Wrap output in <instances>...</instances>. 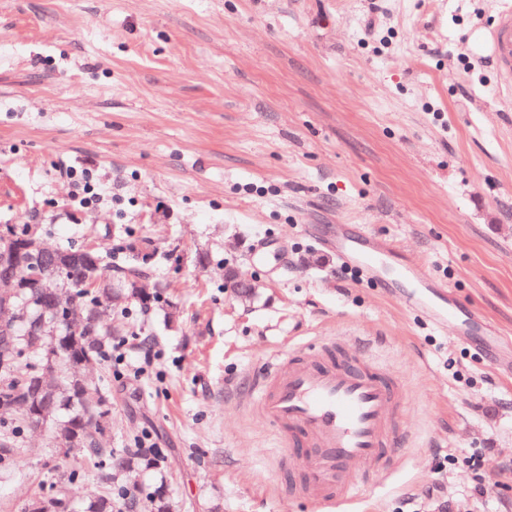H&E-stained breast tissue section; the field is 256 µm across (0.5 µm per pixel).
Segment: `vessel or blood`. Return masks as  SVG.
Listing matches in <instances>:
<instances>
[{
	"mask_svg": "<svg viewBox=\"0 0 512 512\" xmlns=\"http://www.w3.org/2000/svg\"><path fill=\"white\" fill-rule=\"evenodd\" d=\"M482 54L512 85V11L502 12L486 33ZM340 257L375 277L381 266L397 267L412 281L408 308L438 327L455 323L459 339L477 335L495 368L512 375V339L463 302L448 284L416 272L389 240L361 230L342 238ZM406 379L384 370L365 353L346 351L337 337L278 355L244 394L279 440L284 455L303 471L294 494L315 512H337L359 499L371 480L389 470L407 437L399 425Z\"/></svg>",
	"mask_w": 512,
	"mask_h": 512,
	"instance_id": "vessel-or-blood-1",
	"label": "vessel or blood"
}]
</instances>
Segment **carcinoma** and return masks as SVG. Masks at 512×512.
<instances>
[{
	"label": "carcinoma",
	"instance_id": "carcinoma-1",
	"mask_svg": "<svg viewBox=\"0 0 512 512\" xmlns=\"http://www.w3.org/2000/svg\"><path fill=\"white\" fill-rule=\"evenodd\" d=\"M1 234L15 242H24L31 237L45 238L49 228L46 224H1ZM54 250L60 263L59 291L69 296L74 309L85 316L93 315L95 322L85 325L75 340L68 336V328L64 327L61 335L44 336L37 346L27 335V322L22 321L14 327L9 347L0 354V465L17 464L15 450L20 447L25 434L32 430L28 413L13 409V403L27 396L31 379L39 373L46 374L51 365L53 373L44 385L47 418L43 429L52 434L54 447L81 452V457L71 468V480L81 479L90 466L95 470L98 492L87 501L83 512H129L135 507V499L128 496L127 474L156 467L160 460L150 456V451L145 448L118 450L101 446L102 421L112 411V390L100 383L97 398L88 397L86 383L77 375V370L107 361L112 329L101 320V304L120 298V294L109 288L112 271H117L127 284V298L145 302L147 298L136 288L143 271L137 265L116 270L112 254L99 251L94 254L96 278L107 287L92 288L85 280L83 246L66 242L54 246ZM16 301L19 311L30 317L50 309L46 290L31 278L18 289Z\"/></svg>",
	"mask_w": 512,
	"mask_h": 512
}]
</instances>
